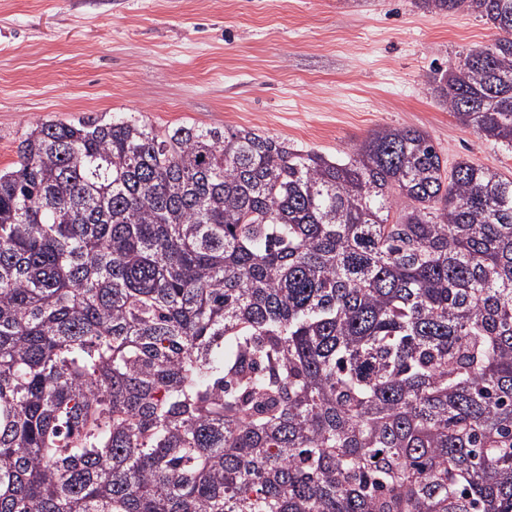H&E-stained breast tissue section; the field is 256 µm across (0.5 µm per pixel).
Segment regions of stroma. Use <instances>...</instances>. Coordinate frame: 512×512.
<instances>
[{"mask_svg": "<svg viewBox=\"0 0 512 512\" xmlns=\"http://www.w3.org/2000/svg\"><path fill=\"white\" fill-rule=\"evenodd\" d=\"M495 27L416 0H0V168L37 122L138 112L252 128L341 157L379 130L512 176V148L462 126L433 78Z\"/></svg>", "mask_w": 512, "mask_h": 512, "instance_id": "obj_1", "label": "stroma"}]
</instances>
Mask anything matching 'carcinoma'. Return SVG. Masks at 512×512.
I'll list each match as a JSON object with an SVG mask.
<instances>
[{
	"instance_id": "obj_1",
	"label": "carcinoma",
	"mask_w": 512,
	"mask_h": 512,
	"mask_svg": "<svg viewBox=\"0 0 512 512\" xmlns=\"http://www.w3.org/2000/svg\"><path fill=\"white\" fill-rule=\"evenodd\" d=\"M442 73L512 147V0ZM0 169V512H512V177L133 112Z\"/></svg>"
}]
</instances>
